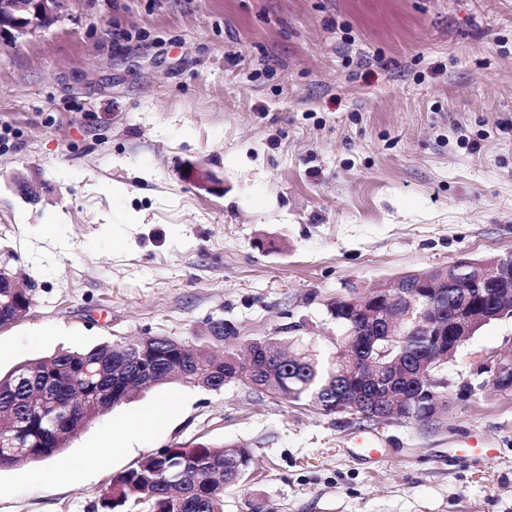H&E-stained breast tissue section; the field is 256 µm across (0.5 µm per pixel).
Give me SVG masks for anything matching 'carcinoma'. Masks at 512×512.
<instances>
[{
	"label": "carcinoma",
	"instance_id": "carcinoma-1",
	"mask_svg": "<svg viewBox=\"0 0 512 512\" xmlns=\"http://www.w3.org/2000/svg\"><path fill=\"white\" fill-rule=\"evenodd\" d=\"M496 261L463 258L443 268L444 283L434 304L447 316L459 311L492 315L503 285L487 278L485 267ZM329 311L344 330H353L341 363L333 357L324 363L313 350L296 344L267 358L261 351L263 341L252 340L243 345L244 355L254 354L257 365L250 385L285 400L308 399L326 413L354 405L361 414L371 404L382 409L402 402L408 412L399 417L405 420L436 417L433 394L442 393L441 387L427 386L420 376L422 365L434 353V337L420 334L397 342L384 335L383 323L371 309H356L343 300L332 303ZM150 356L160 385L180 382L216 391L237 381L233 362L239 355L234 352L219 356L206 346L191 351L176 346L173 338L154 336ZM119 358L120 350L101 344L30 360L0 376V424L12 421L20 428L18 447H0V469L24 459H51L70 438L75 421L66 411L57 414L62 435L53 436L44 431L52 409L29 404L41 384L55 387L60 404L78 406L85 426L102 414L100 406L126 401L131 393L112 390V362ZM251 461L250 452L235 445L164 448L115 476L97 512H224V484L241 481Z\"/></svg>",
	"mask_w": 512,
	"mask_h": 512
}]
</instances>
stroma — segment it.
Here are the masks:
<instances>
[{
    "mask_svg": "<svg viewBox=\"0 0 512 512\" xmlns=\"http://www.w3.org/2000/svg\"><path fill=\"white\" fill-rule=\"evenodd\" d=\"M509 253L512 0H68L0 41V268L32 287L0 327L1 375L144 336L197 347L217 320L329 354L336 300ZM492 356L512 357V320L441 366L451 406L424 423L234 382L147 388L59 455L1 469L0 512H93L161 449L227 443L252 463L224 512H512Z\"/></svg>",
    "mask_w": 512,
    "mask_h": 512,
    "instance_id": "35a3bbf8",
    "label": "stroma"
}]
</instances>
